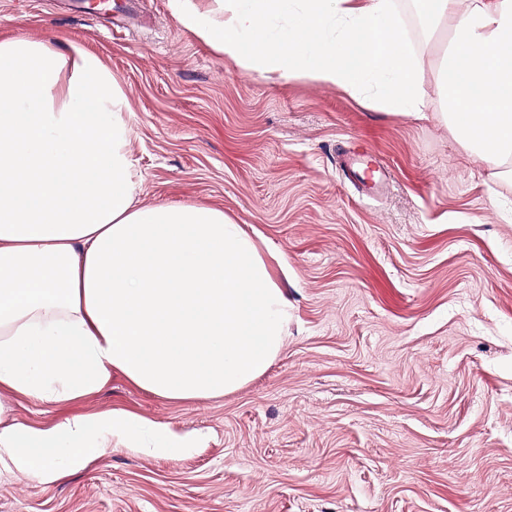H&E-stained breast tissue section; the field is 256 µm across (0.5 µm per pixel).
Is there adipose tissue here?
Masks as SVG:
<instances>
[{
    "label": "adipose tissue",
    "mask_w": 512,
    "mask_h": 512,
    "mask_svg": "<svg viewBox=\"0 0 512 512\" xmlns=\"http://www.w3.org/2000/svg\"><path fill=\"white\" fill-rule=\"evenodd\" d=\"M172 0L180 22L269 82L306 74L388 113L433 122L512 181V0H420L448 28L439 111L391 0ZM125 95L95 54L0 42V468L50 486L106 449L167 457L203 447L125 410L50 426L9 397L63 402L113 373L169 401L224 396L280 352L288 300L257 242L223 211L139 206Z\"/></svg>",
    "instance_id": "adipose-tissue-1"
}]
</instances>
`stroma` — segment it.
I'll return each mask as SVG.
<instances>
[{
	"label": "stroma",
	"instance_id": "35a3bbf8",
	"mask_svg": "<svg viewBox=\"0 0 512 512\" xmlns=\"http://www.w3.org/2000/svg\"><path fill=\"white\" fill-rule=\"evenodd\" d=\"M117 2L0 0V39L99 56L128 102L138 204H204L258 234L293 316L267 372L219 398L116 373L82 399H14L37 425L124 409L209 440L109 450L52 486L0 471V512H512V183L444 128L244 71L170 0ZM393 6L437 108L448 32ZM341 154L371 156L384 188L365 194Z\"/></svg>",
	"mask_w": 512,
	"mask_h": 512
}]
</instances>
